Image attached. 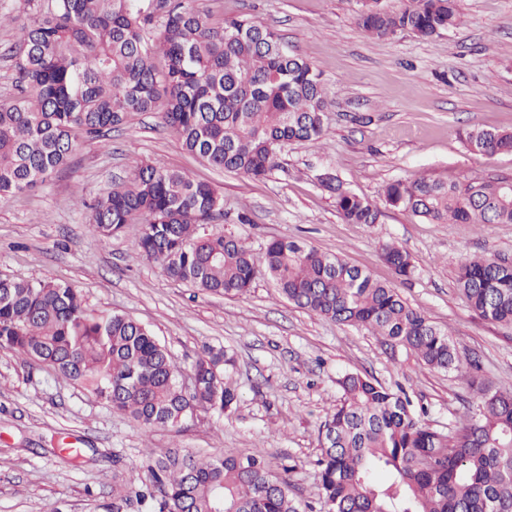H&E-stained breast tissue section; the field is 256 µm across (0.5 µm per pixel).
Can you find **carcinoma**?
<instances>
[{"instance_id": "carcinoma-1", "label": "carcinoma", "mask_w": 512, "mask_h": 512, "mask_svg": "<svg viewBox=\"0 0 512 512\" xmlns=\"http://www.w3.org/2000/svg\"><path fill=\"white\" fill-rule=\"evenodd\" d=\"M36 16L14 55L19 93L0 104V198L23 194L63 169L75 134L105 136L134 112H156L183 149L208 165L262 180L289 142L321 141L327 94L320 74L262 22L209 23L191 0H34ZM457 23L455 0H409L369 9L358 25L372 39L409 32L430 40ZM162 59L163 65L156 64ZM473 151L512 153V132L474 127ZM129 180L85 205L103 239L140 224L136 254L172 279L238 296L263 275L305 312L364 328L430 369L453 371L477 389L459 425L443 436L408 395L366 375L337 379L341 399L322 425L317 496L325 512H512V389L476 384L477 357L460 355L391 285L299 241L274 239L260 254L198 227L224 217V195L175 170L132 161ZM348 224H376V205L321 177ZM500 178L448 182L420 177L386 189V202L438 223L512 224V192ZM383 260L407 281L409 253ZM457 284L481 319L512 326V256L465 259ZM0 348L54 372L143 428L179 427L199 410L219 416L237 404L232 355L209 348L186 395L167 348L143 323L94 313L70 285L0 276ZM137 487L113 477L112 512L135 500L145 512H300L288 479L264 455L221 458L173 451L146 464Z\"/></svg>"}]
</instances>
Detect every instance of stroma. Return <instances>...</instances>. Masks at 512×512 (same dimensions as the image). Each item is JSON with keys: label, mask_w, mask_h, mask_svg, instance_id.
Returning a JSON list of instances; mask_svg holds the SVG:
<instances>
[{"label": "stroma", "mask_w": 512, "mask_h": 512, "mask_svg": "<svg viewBox=\"0 0 512 512\" xmlns=\"http://www.w3.org/2000/svg\"><path fill=\"white\" fill-rule=\"evenodd\" d=\"M405 2L195 0L211 23L247 16L271 27L327 89L322 140L283 145L264 180L212 169L183 150L157 114L133 113L106 139L78 137L68 166L46 184L0 199V274L66 283L90 307L130 315L170 350L182 376L206 348L228 350L239 394L223 416L201 412L181 428L148 432L52 370L0 349V512H112L113 474L139 485L147 456L255 449L290 480L302 512H320L319 430L340 399V376L366 373L402 388L442 434L472 395L456 373L295 308L266 278L239 297L207 294L136 258L140 225L99 238L84 204L129 177L134 157L220 189L226 215L201 232L246 238L257 253L286 238L341 257L450 330L460 353L478 357L487 383L512 388V327L478 318L456 283L466 258L512 255V224H437L385 199L389 184L424 175L512 179V153L471 151L459 135L468 127L512 130V0H457L459 24L430 40L406 32L376 40L359 28L368 6L395 11ZM325 173L376 204L379 223H345L320 185ZM387 243L410 254V281L383 260Z\"/></svg>", "instance_id": "stroma-1"}]
</instances>
